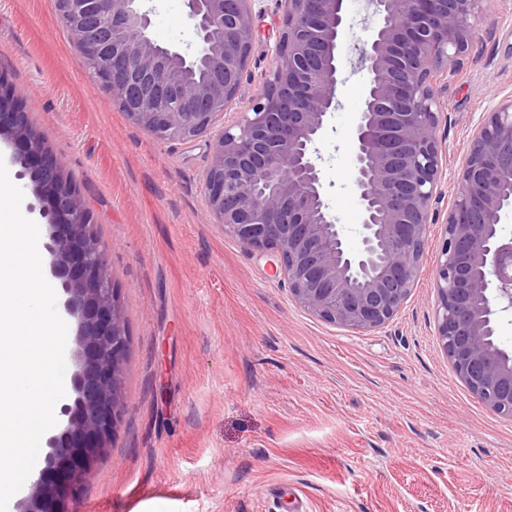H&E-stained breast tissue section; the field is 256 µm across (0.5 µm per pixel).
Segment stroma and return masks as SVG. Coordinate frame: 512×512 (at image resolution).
Segmentation results:
<instances>
[{
  "label": "stroma",
  "instance_id": "stroma-1",
  "mask_svg": "<svg viewBox=\"0 0 512 512\" xmlns=\"http://www.w3.org/2000/svg\"><path fill=\"white\" fill-rule=\"evenodd\" d=\"M255 41L230 114L276 65L277 0H251ZM150 37L193 40L185 0H153ZM339 105L319 144L322 182L348 249L359 244L355 125L361 53L378 18L344 0ZM481 37L438 69L437 135L449 171L512 96V0H484ZM55 0H0V82L76 184L104 248L129 338L123 408L73 512H512V418L485 407L436 337L430 228L419 277L384 326L352 330L302 308L269 256L207 213L212 133L155 139L76 60Z\"/></svg>",
  "mask_w": 512,
  "mask_h": 512
}]
</instances>
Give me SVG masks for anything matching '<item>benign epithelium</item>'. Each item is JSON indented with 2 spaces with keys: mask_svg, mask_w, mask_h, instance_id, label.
<instances>
[{
  "mask_svg": "<svg viewBox=\"0 0 512 512\" xmlns=\"http://www.w3.org/2000/svg\"><path fill=\"white\" fill-rule=\"evenodd\" d=\"M147 0H56L79 64L140 128L162 141L210 130L235 99L254 39L249 0H186L193 43L149 36ZM483 0H371L379 24L362 54L370 78L355 134L353 185L362 224L348 251L326 203L317 144L339 106L337 46L343 0H279L284 31L277 66L237 123L214 138L204 196L211 223L249 250H271L295 300L351 329L388 322L413 288L439 223L442 143L436 64L478 35ZM201 65L198 83L174 77ZM0 140L16 147L20 177L46 220L51 271L76 321L71 394L45 466L18 512H71L81 480L109 447L122 406L128 347L123 311L104 250L80 193L53 161L25 112L0 83ZM435 265L436 336L470 392L512 417V352L495 346L496 320L512 312V98L474 131Z\"/></svg>",
  "mask_w": 512,
  "mask_h": 512,
  "instance_id": "obj_1",
  "label": "benign epithelium"
}]
</instances>
